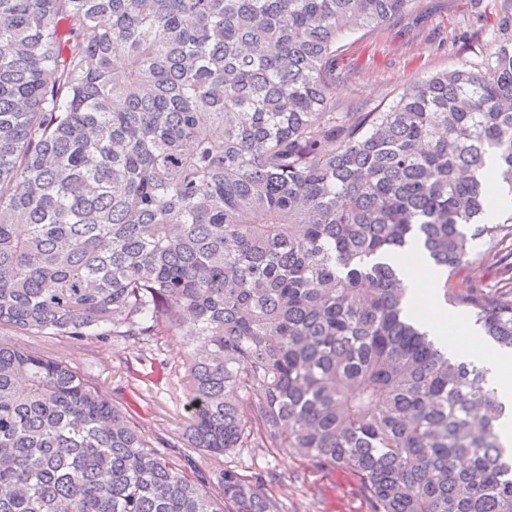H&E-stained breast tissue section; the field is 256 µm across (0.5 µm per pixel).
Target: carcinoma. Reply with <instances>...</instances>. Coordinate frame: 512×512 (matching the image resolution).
Segmentation results:
<instances>
[{"label":"carcinoma","instance_id":"cac0c4a2","mask_svg":"<svg viewBox=\"0 0 512 512\" xmlns=\"http://www.w3.org/2000/svg\"><path fill=\"white\" fill-rule=\"evenodd\" d=\"M415 0H0V324L188 349L212 455L286 448L363 512H512L505 407L399 276L414 257L491 346L512 288V0L491 51L380 112H338L336 45ZM495 164L486 173V160ZM61 362L0 345V512H282L205 477ZM512 272L503 264H493L485 262L465 267L458 275L456 280L461 284L465 280L483 287L501 286L506 282H512Z\"/></svg>","mask_w":512,"mask_h":512}]
</instances>
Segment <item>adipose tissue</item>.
I'll return each instance as SVG.
<instances>
[{"mask_svg":"<svg viewBox=\"0 0 512 512\" xmlns=\"http://www.w3.org/2000/svg\"><path fill=\"white\" fill-rule=\"evenodd\" d=\"M402 279L410 290L413 306L421 311L432 335L445 338L450 326H457L459 340L451 342L449 354L461 361L479 359L487 372L490 385L499 400L512 411V352H493L481 357L474 356L466 337L475 335L476 330L464 321H452L448 311L440 302L424 261L417 260L402 266Z\"/></svg>","mask_w":512,"mask_h":512,"instance_id":"obj_1","label":"adipose tissue"}]
</instances>
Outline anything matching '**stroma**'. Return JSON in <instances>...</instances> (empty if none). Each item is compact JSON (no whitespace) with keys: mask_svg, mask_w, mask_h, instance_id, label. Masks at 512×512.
I'll list each match as a JSON object with an SVG mask.
<instances>
[{"mask_svg":"<svg viewBox=\"0 0 512 512\" xmlns=\"http://www.w3.org/2000/svg\"><path fill=\"white\" fill-rule=\"evenodd\" d=\"M502 0H416L396 23L347 31L337 45L333 97L340 112L386 110L415 82L464 62H479L496 33ZM0 344L58 361L91 382L99 394L151 437L176 441L170 455L191 461L209 479L211 494L224 469L275 473L283 512H360L358 483L342 469L316 470L285 449L244 448L215 457L181 447L189 420L187 348L161 331L142 341L122 336L30 333L0 325Z\"/></svg>","mask_w":512,"mask_h":512,"instance_id":"35a3bbf8","label":"stroma"}]
</instances>
